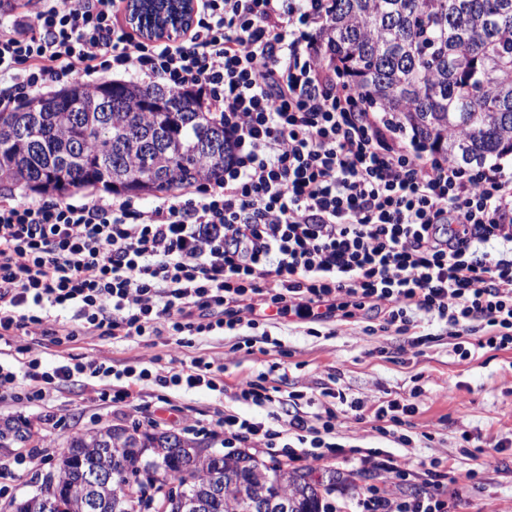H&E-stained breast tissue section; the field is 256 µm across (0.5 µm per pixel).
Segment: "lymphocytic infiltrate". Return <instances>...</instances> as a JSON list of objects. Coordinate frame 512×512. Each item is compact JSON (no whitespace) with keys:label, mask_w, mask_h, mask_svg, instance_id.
I'll use <instances>...</instances> for the list:
<instances>
[{"label":"lymphocytic infiltrate","mask_w":512,"mask_h":512,"mask_svg":"<svg viewBox=\"0 0 512 512\" xmlns=\"http://www.w3.org/2000/svg\"><path fill=\"white\" fill-rule=\"evenodd\" d=\"M191 28L155 43L120 23L122 0H0V108L62 82L113 72L193 91L215 112L231 148L224 176L134 198H0V343L50 336L141 342L254 327L267 309L324 324L374 312L367 334H415L444 324L468 359L512 349V170L423 157L351 89L310 34L326 0H196ZM68 320H61V313ZM223 392L200 357L165 368L114 369L101 355L45 363L37 352L0 359V394L41 403L74 377ZM420 389L365 403L375 430L407 426ZM275 425L225 415L228 448L274 449L295 434L314 460L337 454V411L316 395L278 400ZM363 512H448L429 494L369 497Z\"/></svg>","instance_id":"1"}]
</instances>
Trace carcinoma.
I'll return each mask as SVG.
<instances>
[{
  "label": "carcinoma",
  "mask_w": 512,
  "mask_h": 512,
  "mask_svg": "<svg viewBox=\"0 0 512 512\" xmlns=\"http://www.w3.org/2000/svg\"><path fill=\"white\" fill-rule=\"evenodd\" d=\"M331 61L392 127L459 164L512 153V0H329L320 30ZM229 146L213 113L182 91L157 85L74 84L0 112V186L64 196L102 185L172 191L224 175ZM28 423L0 424V448L26 443ZM58 468L15 512H147L153 493L182 492L166 512H251L263 496L289 512H324L333 491L279 461L223 455L169 432L104 426L72 436ZM112 474L90 489L85 475Z\"/></svg>",
  "instance_id": "cac0c4a2"
}]
</instances>
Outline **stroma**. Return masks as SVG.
I'll return each instance as SVG.
<instances>
[{
    "label": "stroma",
    "mask_w": 512,
    "mask_h": 512,
    "mask_svg": "<svg viewBox=\"0 0 512 512\" xmlns=\"http://www.w3.org/2000/svg\"><path fill=\"white\" fill-rule=\"evenodd\" d=\"M365 316L332 322L310 330L298 320L269 317L257 328H243L220 336H198L188 353L224 369V391H184L151 384L134 387L131 410L113 411L100 401L94 386L65 384L52 389L45 410L21 409L10 399L0 400V421L26 420L32 432L27 446L41 462L32 470L14 467L15 449L0 448V462L12 470L0 478V512L5 505L34 492L44 477L55 471L67 451L66 441L76 434L105 425H139L141 429L182 434L195 423L193 436L215 451H223L224 432L214 424L226 413L249 412L268 419L270 407L245 408L233 395L246 375L263 376L265 385L281 393H320L333 384L347 399L374 400L390 393L408 391L413 385L424 390L419 410L407 434L409 443L378 434L371 420L341 419L338 441L346 448L376 452L378 458L410 472L406 480L383 483L379 470L362 469L339 459L316 461L303 454L292 455L287 465L318 475L325 471L341 479L323 503L330 512H355L361 495L381 491L394 497H414L438 492L450 512H506L512 506V349H472L468 360H458L453 341L435 324L425 327L427 338L410 346L404 338L369 336ZM278 339L280 350L267 354L247 352L246 343H260L262 336ZM39 345L45 362L67 355L103 351L115 364H130L146 354L142 343L112 342L106 336L82 338L69 348L51 344L48 338L15 337L10 354L22 359L26 349ZM505 441L494 467L478 470L474 484L462 487L460 477L476 468L475 448L485 442Z\"/></svg>",
    "instance_id": "35a3bbf8"
}]
</instances>
